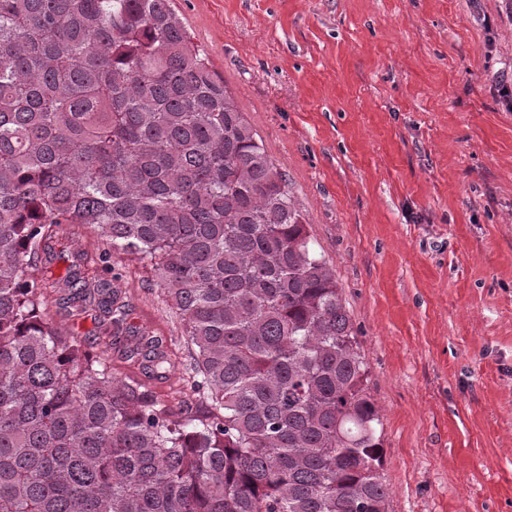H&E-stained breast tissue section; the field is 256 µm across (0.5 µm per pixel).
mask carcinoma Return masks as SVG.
Here are the masks:
<instances>
[{"mask_svg": "<svg viewBox=\"0 0 512 512\" xmlns=\"http://www.w3.org/2000/svg\"><path fill=\"white\" fill-rule=\"evenodd\" d=\"M88 229L55 304L147 378L119 255L185 326L175 414L45 312L36 272ZM111 278H105V275ZM367 363L288 182L171 0H0V512H388Z\"/></svg>", "mask_w": 512, "mask_h": 512, "instance_id": "obj_1", "label": "carcinoma"}]
</instances>
